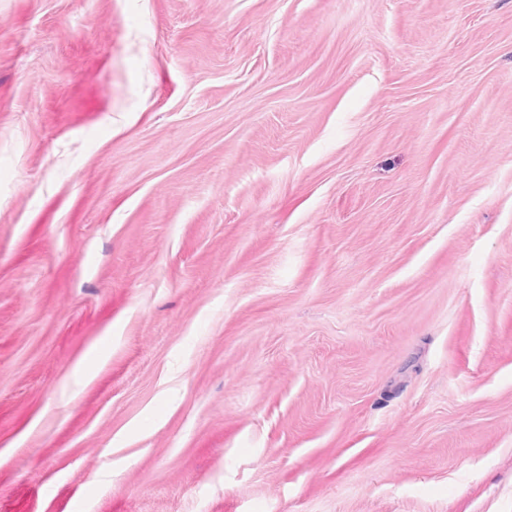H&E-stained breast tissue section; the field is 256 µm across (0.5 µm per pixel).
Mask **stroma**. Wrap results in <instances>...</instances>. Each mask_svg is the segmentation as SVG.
<instances>
[{"mask_svg":"<svg viewBox=\"0 0 512 512\" xmlns=\"http://www.w3.org/2000/svg\"><path fill=\"white\" fill-rule=\"evenodd\" d=\"M0 512H512V0H0Z\"/></svg>","mask_w":512,"mask_h":512,"instance_id":"stroma-1","label":"stroma"}]
</instances>
